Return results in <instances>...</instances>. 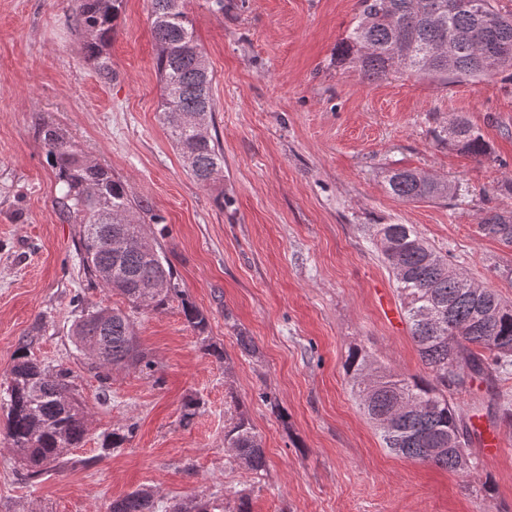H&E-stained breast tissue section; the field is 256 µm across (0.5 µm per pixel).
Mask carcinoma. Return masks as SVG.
I'll use <instances>...</instances> for the list:
<instances>
[{
    "mask_svg": "<svg viewBox=\"0 0 512 512\" xmlns=\"http://www.w3.org/2000/svg\"><path fill=\"white\" fill-rule=\"evenodd\" d=\"M470 0H358V13L336 44L338 67H352L368 80L410 72L442 80H474L512 70V11L495 0L483 4L485 46L471 32L479 16ZM151 29L158 52L160 112L185 167L202 185L224 172V150L208 131L215 111L213 76L195 38L184 0H151ZM123 0H80L74 27L84 37V54L101 77L112 78L106 48ZM458 35L453 59L441 57L448 34ZM48 164L55 170L57 203L79 225L83 266L108 291L124 297L130 308L161 311L179 300L187 323L198 333L208 328L206 315L189 300L169 259L149 237L141 215L148 206L133 198L112 172L85 155L69 132L50 118L37 129ZM448 143L478 160L495 159L491 146L463 117L448 123ZM389 192L405 200L446 199L445 181L410 169L391 171ZM487 235L512 242V211L490 209L480 220ZM369 241L392 272L397 296L428 377L418 378L376 365L361 347L346 362L347 382L384 447L422 463L468 476L478 462L467 450L471 433L454 396L490 370L512 366V304L492 290L451 271L448 260L412 224H372ZM76 348L91 360L102 382L114 367L137 365L148 375L155 364L135 344L131 315L96 307L79 316L72 328ZM24 340L7 377L5 434L25 467L38 477L48 465L62 468L67 454L87 436L85 407L74 396L71 372L50 369L31 357ZM230 423L224 448L231 462L253 474L266 469L262 439L237 397L227 401ZM134 427L116 428L105 447L120 448ZM109 512H211L209 503L175 500L159 510L157 491L138 488L112 501Z\"/></svg>",
    "mask_w": 512,
    "mask_h": 512,
    "instance_id": "1",
    "label": "carcinoma"
}]
</instances>
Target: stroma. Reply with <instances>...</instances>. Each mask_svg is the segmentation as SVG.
Returning a JSON list of instances; mask_svg holds the SVG:
<instances>
[{
    "mask_svg": "<svg viewBox=\"0 0 512 512\" xmlns=\"http://www.w3.org/2000/svg\"><path fill=\"white\" fill-rule=\"evenodd\" d=\"M74 5L0 0V382L32 338L37 359L71 370L89 432L70 452L76 467L27 480L0 431V512H108L142 487L206 501L233 488L252 512H481L474 489L487 480L494 512H512V368L474 378L456 398L471 428L496 429L503 444L492 457L472 435L480 469L469 479L389 452L345 376L356 346L391 370L426 372L408 323L385 317L399 300L369 225H414L455 271L512 301V243L479 228L483 212L512 209V71L370 81L332 60L357 0H224L220 15L207 0H186L213 75L209 130L224 150L223 178L205 186L161 121L149 0H125L108 80L85 59ZM459 116L495 161L449 144ZM42 117L147 202L148 233L208 318L201 336L180 302L136 313L155 375L120 368L100 382L74 346V297L128 303L83 267L79 227L56 203L37 136ZM395 169L448 181L453 193L393 196L386 177ZM242 334L256 354L242 352ZM209 343L225 362L205 354ZM231 392L262 439V475L228 462ZM189 397L200 410L185 426ZM130 423L132 438L104 449L106 434Z\"/></svg>",
    "mask_w": 512,
    "mask_h": 512,
    "instance_id": "35a3bbf8",
    "label": "stroma"
}]
</instances>
